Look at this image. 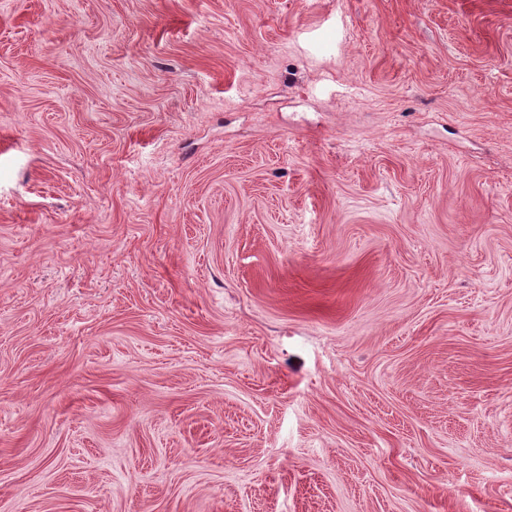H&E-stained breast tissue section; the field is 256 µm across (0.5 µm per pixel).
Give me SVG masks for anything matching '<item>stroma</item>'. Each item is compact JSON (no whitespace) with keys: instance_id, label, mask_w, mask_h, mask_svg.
<instances>
[{"instance_id":"1","label":"stroma","mask_w":512,"mask_h":512,"mask_svg":"<svg viewBox=\"0 0 512 512\" xmlns=\"http://www.w3.org/2000/svg\"><path fill=\"white\" fill-rule=\"evenodd\" d=\"M0 512H512V0H0Z\"/></svg>"}]
</instances>
